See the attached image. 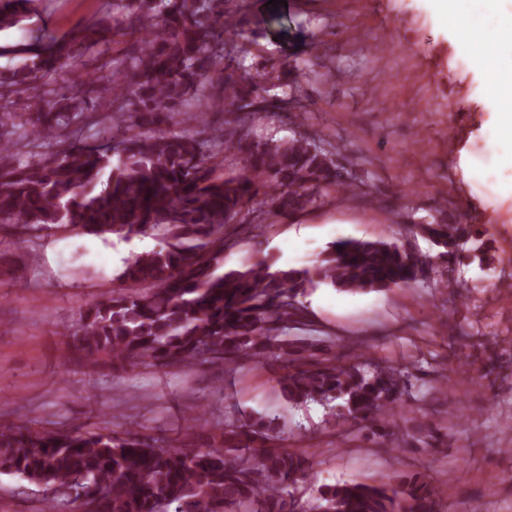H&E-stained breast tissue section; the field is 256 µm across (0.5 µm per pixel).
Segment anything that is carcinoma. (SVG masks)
Returning a JSON list of instances; mask_svg holds the SVG:
<instances>
[{"mask_svg": "<svg viewBox=\"0 0 512 512\" xmlns=\"http://www.w3.org/2000/svg\"><path fill=\"white\" fill-rule=\"evenodd\" d=\"M32 0H0V29L16 25ZM213 0H112L118 44L133 30L142 47L129 62L104 61L76 86L58 84L76 60L77 37L41 35L21 66L0 75V97L27 94L28 111L0 114V223L27 233L72 227L122 239L157 234L165 246L132 256L118 284L86 311L80 345L99 356L145 367H192L215 360L254 363L277 353L286 372L280 394L295 406L318 403L338 427L350 421L375 431L405 403L408 371L336 358L306 367L279 342L298 315L299 297L318 280L350 292L402 288L418 280L424 261L387 241L332 243L312 269L268 261L224 269V225L246 222L258 202L275 214L294 212L343 186L328 152L305 135L255 143L210 127L196 100L207 88L224 94L238 123L277 102L259 78L212 69L221 38L239 34ZM112 69V116L93 112L84 86ZM77 120L98 128L102 142L77 140ZM240 159L224 172L222 153ZM442 248L438 258L463 264L482 245L462 225L419 224ZM275 419L260 417L224 430L218 448H167L138 431H52L0 424V471L59 490L82 479L88 497L53 512H435L436 484L425 474L395 485L360 481L323 485L307 500L299 479H313L308 458L286 448L253 447Z\"/></svg>", "mask_w": 512, "mask_h": 512, "instance_id": "obj_1", "label": "carcinoma"}]
</instances>
